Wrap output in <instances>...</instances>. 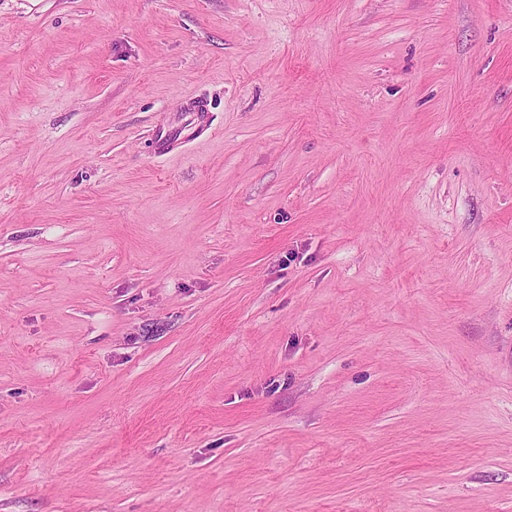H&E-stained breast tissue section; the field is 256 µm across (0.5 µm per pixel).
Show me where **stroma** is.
<instances>
[{"mask_svg":"<svg viewBox=\"0 0 512 512\" xmlns=\"http://www.w3.org/2000/svg\"><path fill=\"white\" fill-rule=\"evenodd\" d=\"M0 512H512V0H0Z\"/></svg>","mask_w":512,"mask_h":512,"instance_id":"1","label":"stroma"}]
</instances>
